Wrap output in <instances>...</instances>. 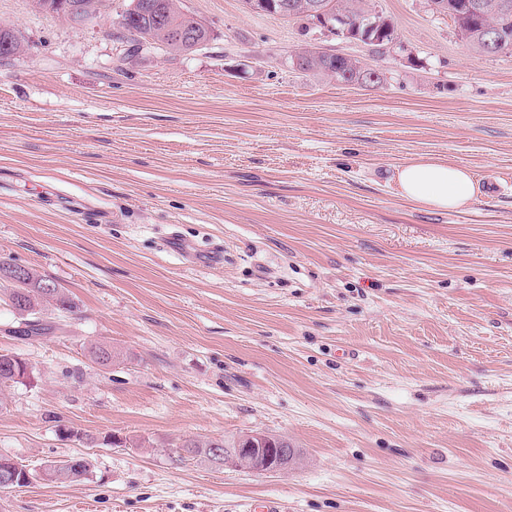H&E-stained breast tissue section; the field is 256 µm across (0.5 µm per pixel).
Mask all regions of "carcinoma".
Here are the masks:
<instances>
[{
	"instance_id": "cac0c4a2",
	"label": "carcinoma",
	"mask_w": 512,
	"mask_h": 512,
	"mask_svg": "<svg viewBox=\"0 0 512 512\" xmlns=\"http://www.w3.org/2000/svg\"><path fill=\"white\" fill-rule=\"evenodd\" d=\"M105 2L106 0H37L41 9L63 17L73 10L82 11L88 5L92 7L94 13L98 14L105 7ZM317 2L324 15L333 23L338 16L348 19L351 26L359 21L362 22L358 30L361 36L365 34L363 22H369L377 17V11L369 0H317ZM429 2L432 12L448 16L457 24L466 13L468 0H429ZM482 2L485 4L484 14L477 17L474 24L497 27L501 31L502 39L498 52H512V0H482ZM122 25L130 35L144 43L159 45L167 52L174 54L192 53L194 48L191 44L170 41L166 33V28L169 26L184 29L192 35L196 43L204 44L210 37L208 29L193 16L180 11L175 0H140L139 8L129 7L125 10ZM397 41L398 36L394 25L387 22L368 34L363 44L380 51ZM305 52L310 54L304 67L307 72L323 74L347 84L359 81L369 82V71L363 69L356 59L337 55H316L308 48ZM12 266L13 263L0 260V281L11 284V287L4 289V296L21 321V328L17 333L25 337L45 334L47 328L35 320V315L41 312L46 303H54L60 311L68 313L73 311V303L63 290L57 286L50 290L43 288L47 280L32 269L29 270L28 280L14 282L9 276ZM214 444L215 441L211 439H190L188 445L181 446V449L187 452L191 459L208 462L210 461L208 449ZM90 467L91 464L86 459L77 469L61 465L57 467L51 480L60 483L75 482L87 476Z\"/></svg>"
}]
</instances>
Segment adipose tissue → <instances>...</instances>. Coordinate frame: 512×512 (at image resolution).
Listing matches in <instances>:
<instances>
[{
	"label": "adipose tissue",
	"instance_id": "1",
	"mask_svg": "<svg viewBox=\"0 0 512 512\" xmlns=\"http://www.w3.org/2000/svg\"><path fill=\"white\" fill-rule=\"evenodd\" d=\"M404 198L436 209L456 211L474 201L478 186L468 168L423 157L398 168Z\"/></svg>",
	"mask_w": 512,
	"mask_h": 512
}]
</instances>
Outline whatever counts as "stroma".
Segmentation results:
<instances>
[{"instance_id":"stroma-1","label":"stroma","mask_w":512,"mask_h":512,"mask_svg":"<svg viewBox=\"0 0 512 512\" xmlns=\"http://www.w3.org/2000/svg\"><path fill=\"white\" fill-rule=\"evenodd\" d=\"M127 3L78 29L0 0L23 44L0 58V258L75 304L29 339L0 301V353L29 366L0 455L91 463L0 512H512V53L475 55L428 0H373L383 52L243 0H177L207 45L135 50ZM306 45L385 81L297 69ZM428 156L470 170L469 207L402 197ZM250 432L299 463L175 453ZM190 446H176V448L183 449L189 454L188 458L196 459L197 461L209 462L211 465H219L228 468H242L257 474L268 473H284L288 471V467L282 465L279 459L274 457L272 453L266 454L264 457L261 455L263 448H286L288 440L282 438H271L265 433L253 432L246 433L233 442L226 441L229 448L224 443V439L220 440L223 444L222 447H213L218 441L215 440H186ZM207 448H224V457L222 464H217L210 459V453Z\"/></svg>"}]
</instances>
